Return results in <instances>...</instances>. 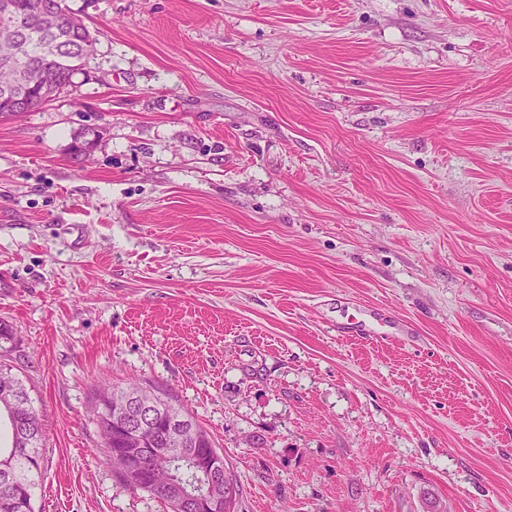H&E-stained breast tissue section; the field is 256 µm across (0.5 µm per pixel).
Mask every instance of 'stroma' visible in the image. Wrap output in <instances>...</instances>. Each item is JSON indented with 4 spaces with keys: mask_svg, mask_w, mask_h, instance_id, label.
Listing matches in <instances>:
<instances>
[{
    "mask_svg": "<svg viewBox=\"0 0 512 512\" xmlns=\"http://www.w3.org/2000/svg\"><path fill=\"white\" fill-rule=\"evenodd\" d=\"M65 2L82 74L0 121L38 512H162L91 416L130 382L238 512H512V0ZM371 307L411 335L337 331Z\"/></svg>",
    "mask_w": 512,
    "mask_h": 512,
    "instance_id": "1",
    "label": "stroma"
}]
</instances>
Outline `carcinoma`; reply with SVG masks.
<instances>
[{
  "mask_svg": "<svg viewBox=\"0 0 512 512\" xmlns=\"http://www.w3.org/2000/svg\"><path fill=\"white\" fill-rule=\"evenodd\" d=\"M5 1L11 4V18L20 24L25 67L18 74L0 70V119L14 116L12 103L18 95L36 98L35 109L55 99L83 71V61L94 44L88 28L77 31L70 27L68 7L60 12L57 30H46L39 25L36 13L59 8L63 0H0V4ZM39 69L45 70L50 79L41 97L39 85L28 79L30 71ZM97 138L96 129H83L75 141V154L87 156ZM162 407L166 416L191 419L192 425L208 439V446H213L207 431L198 426L188 411L175 405L168 392L163 393ZM3 428L8 442L0 444V512H35L33 491L42 477L43 464L41 422L26 387L6 363H0V430ZM154 467L165 482L179 487L204 486L208 482L191 461L181 456L160 459Z\"/></svg>",
  "mask_w": 512,
  "mask_h": 512,
  "instance_id": "obj_1",
  "label": "carcinoma"
}]
</instances>
